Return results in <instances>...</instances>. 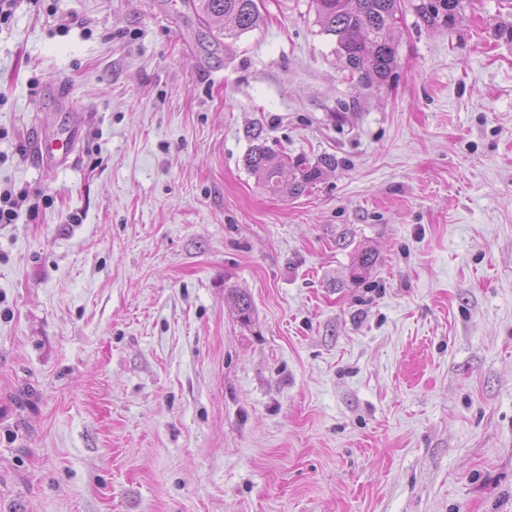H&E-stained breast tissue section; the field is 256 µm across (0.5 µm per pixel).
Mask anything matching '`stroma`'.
<instances>
[{
    "mask_svg": "<svg viewBox=\"0 0 512 512\" xmlns=\"http://www.w3.org/2000/svg\"><path fill=\"white\" fill-rule=\"evenodd\" d=\"M420 2L371 88L313 0L0 25V512H512V0ZM251 129L337 166L271 194ZM194 2H197L196 14L202 26L224 20V30L226 24L231 23L236 36L253 30L262 20L256 0H192ZM462 6V0H434L429 3H422L419 11L428 22H436L440 19L443 21L448 20V26H451L455 24L463 8ZM76 135L72 131L65 140H47L41 138L38 144L39 152L45 161L63 162L75 149Z\"/></svg>",
    "mask_w": 512,
    "mask_h": 512,
    "instance_id": "obj_1",
    "label": "stroma"
}]
</instances>
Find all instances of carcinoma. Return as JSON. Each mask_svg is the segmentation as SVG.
Masks as SVG:
<instances>
[{
	"label": "carcinoma",
	"mask_w": 512,
	"mask_h": 512,
	"mask_svg": "<svg viewBox=\"0 0 512 512\" xmlns=\"http://www.w3.org/2000/svg\"><path fill=\"white\" fill-rule=\"evenodd\" d=\"M398 6L399 0H315L318 22L324 33L337 37L345 69L351 76L360 74L370 86L389 80L396 66L393 29ZM461 10L462 0H431L419 7L425 20L442 19L450 26L455 24ZM196 14L200 24L222 20L232 24L238 35L261 22L256 0H197ZM251 138L255 144L245 156V165L273 194L286 192L300 196L321 179L324 169L336 165V159L330 155L315 164L303 157L290 160L260 143V133L252 134ZM233 300L241 322H251V298L237 293Z\"/></svg>",
	"instance_id": "carcinoma-1"
}]
</instances>
